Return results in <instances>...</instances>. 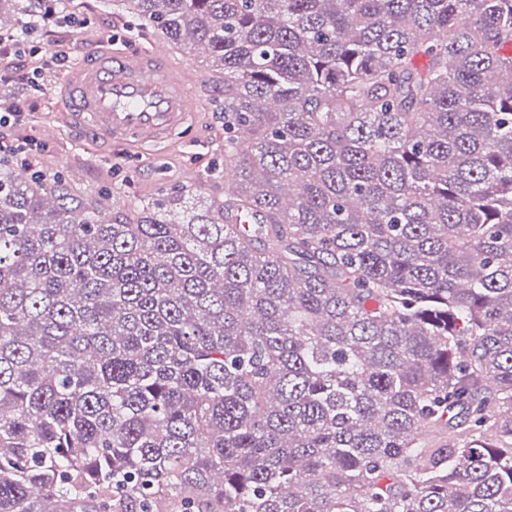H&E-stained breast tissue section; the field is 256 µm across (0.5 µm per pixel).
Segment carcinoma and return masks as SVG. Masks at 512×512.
Masks as SVG:
<instances>
[{"label":"carcinoma","mask_w":512,"mask_h":512,"mask_svg":"<svg viewBox=\"0 0 512 512\" xmlns=\"http://www.w3.org/2000/svg\"><path fill=\"white\" fill-rule=\"evenodd\" d=\"M123 2L224 199L0 170V512H512V0Z\"/></svg>","instance_id":"cac0c4a2"}]
</instances>
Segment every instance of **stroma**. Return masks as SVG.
<instances>
[{
  "label": "stroma",
  "instance_id": "stroma-1",
  "mask_svg": "<svg viewBox=\"0 0 512 512\" xmlns=\"http://www.w3.org/2000/svg\"><path fill=\"white\" fill-rule=\"evenodd\" d=\"M68 9L78 18L90 19V30L76 35L59 28L46 38L72 59H81L95 43L127 51L158 40L151 29L123 12L120 0H70ZM168 55L172 65L192 68L199 77L202 106L193 127L176 131L160 147L132 152L122 146H97L65 124L56 97L62 74L48 70L34 110L14 131L28 153L6 158V165L62 178L79 197L104 204L110 215L132 211L141 201L182 186L200 187L205 197L223 195L224 96L211 84L205 53L172 45Z\"/></svg>",
  "mask_w": 512,
  "mask_h": 512
}]
</instances>
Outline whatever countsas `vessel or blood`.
<instances>
[{
    "mask_svg": "<svg viewBox=\"0 0 512 512\" xmlns=\"http://www.w3.org/2000/svg\"><path fill=\"white\" fill-rule=\"evenodd\" d=\"M195 82L161 47L118 51L97 44L68 68L58 97L67 123L87 140L133 150L164 143L196 120Z\"/></svg>",
    "mask_w": 512,
    "mask_h": 512,
    "instance_id": "b4317fda",
    "label": "vessel or blood"
}]
</instances>
